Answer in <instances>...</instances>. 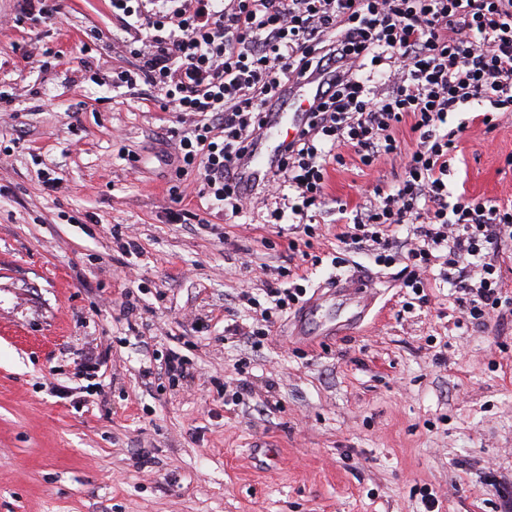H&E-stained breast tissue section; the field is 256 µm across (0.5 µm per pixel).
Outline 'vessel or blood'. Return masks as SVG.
I'll list each match as a JSON object with an SVG mask.
<instances>
[{
  "mask_svg": "<svg viewBox=\"0 0 512 512\" xmlns=\"http://www.w3.org/2000/svg\"><path fill=\"white\" fill-rule=\"evenodd\" d=\"M302 87V103L285 104L269 113L265 127L247 154L236 164V174L244 190L259 187L271 176L278 166L282 143L294 139L308 122L311 104L318 93V83L306 81ZM334 288L337 294L363 307L371 300V288L365 279L357 275L336 281Z\"/></svg>",
  "mask_w": 512,
  "mask_h": 512,
  "instance_id": "obj_1",
  "label": "vessel or blood"
}]
</instances>
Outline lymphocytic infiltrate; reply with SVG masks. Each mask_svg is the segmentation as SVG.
Instances as JSON below:
<instances>
[{
  "label": "lymphocytic infiltrate",
  "mask_w": 512,
  "mask_h": 512,
  "mask_svg": "<svg viewBox=\"0 0 512 512\" xmlns=\"http://www.w3.org/2000/svg\"><path fill=\"white\" fill-rule=\"evenodd\" d=\"M129 36L137 69L113 85L149 83L185 125L171 144L177 174L201 171L202 191L238 215L253 202L231 175L278 93L324 79L307 127L281 149L262 187L282 204L298 251L316 228L330 166L372 169L399 161L392 188L374 186L362 203L336 211L338 240L370 248L378 266L400 267L405 308L426 303L429 274L457 295L460 329H482L512 313L497 263L512 245V206L449 201L448 161L466 123L450 114L480 103L486 130L512 112V0H110ZM382 76L383 87L373 84ZM408 125L411 145L399 130ZM408 226L406 237L396 235ZM301 284L267 283L272 300L248 333L268 336L280 312L298 305Z\"/></svg>",
  "instance_id": "lymphocytic-infiltrate-1"
}]
</instances>
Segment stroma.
<instances>
[{
    "label": "stroma",
    "instance_id": "1",
    "mask_svg": "<svg viewBox=\"0 0 512 512\" xmlns=\"http://www.w3.org/2000/svg\"><path fill=\"white\" fill-rule=\"evenodd\" d=\"M0 17V512H512V314L462 333L443 283L402 310L397 269L336 238L337 201L398 164L330 170L323 262L299 264L312 295L369 272L363 322L332 300L317 319L335 334L288 315L261 346L225 339L256 265L288 263L264 203L219 214L169 163L181 126L160 93L99 84L137 65L110 0H0ZM510 153L512 112L469 125L450 198L512 199ZM172 349L189 360L173 381L153 372Z\"/></svg>",
    "mask_w": 512,
    "mask_h": 512
}]
</instances>
